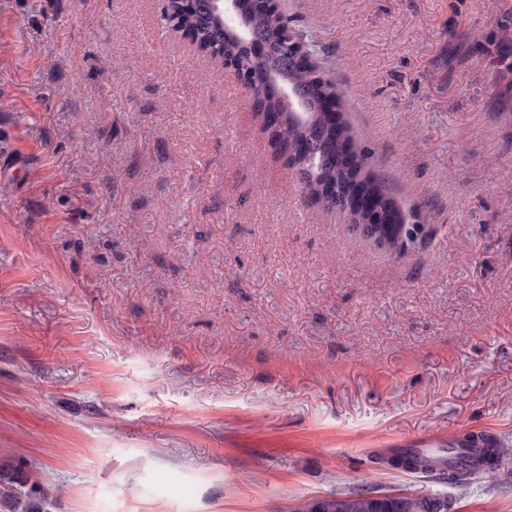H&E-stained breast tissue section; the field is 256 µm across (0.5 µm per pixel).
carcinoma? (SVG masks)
<instances>
[{
  "mask_svg": "<svg viewBox=\"0 0 512 512\" xmlns=\"http://www.w3.org/2000/svg\"><path fill=\"white\" fill-rule=\"evenodd\" d=\"M260 0H242L241 16L267 40L264 54H255L249 46L238 40L231 29L235 19L215 15L208 0H196L195 8L186 10L179 0H166L164 17L175 29L186 30L193 43L209 51L218 47L212 61L223 66L232 63L249 75L246 89L252 96L261 99V111L275 112L280 121L278 128L270 132L272 138H284L294 144L310 139L321 140L334 157L346 152L345 164L326 161L311 169L309 179L303 183L306 194L314 201L330 186L336 184L350 191L370 195L377 208V217L384 227L399 226L410 231L405 215L381 179L367 169L368 157L355 145L350 128L338 114L337 122L330 121L328 107L339 106L336 84L324 78L316 68L299 69L293 64V45L288 36V22L284 18L278 0H270L268 8L259 6ZM284 83L302 98V115L281 107L276 96L278 85ZM475 437L448 445V455L437 467L425 460L394 450L389 456H374L372 463L390 466L439 484H449L465 490L474 480H483L494 485L495 473L500 463L512 458V446L492 442L485 448L471 445ZM374 489H359L346 493H332L319 497L303 507V512H451L452 501L441 493L422 494L420 498L405 506L396 500H380L373 504L368 495ZM18 495L14 481L0 474V507L16 512Z\"/></svg>",
  "mask_w": 512,
  "mask_h": 512,
  "instance_id": "1",
  "label": "carcinoma"
}]
</instances>
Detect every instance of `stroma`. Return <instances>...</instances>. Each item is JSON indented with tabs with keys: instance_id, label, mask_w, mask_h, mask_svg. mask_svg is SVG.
<instances>
[{
	"instance_id": "obj_1",
	"label": "stroma",
	"mask_w": 512,
	"mask_h": 512,
	"mask_svg": "<svg viewBox=\"0 0 512 512\" xmlns=\"http://www.w3.org/2000/svg\"><path fill=\"white\" fill-rule=\"evenodd\" d=\"M165 0H0V471L43 512H294L512 445V0H281L421 235L312 201ZM38 475L31 484L30 475ZM453 512H512L497 484ZM352 221L354 224H351L352 229L362 238L371 239L380 245L382 248L386 250L394 249L396 246L400 245L402 242L405 243L408 240H398L395 241L393 239H387L379 237L378 235L373 234V224H366L364 221L366 220V216L359 211L352 212Z\"/></svg>"
}]
</instances>
